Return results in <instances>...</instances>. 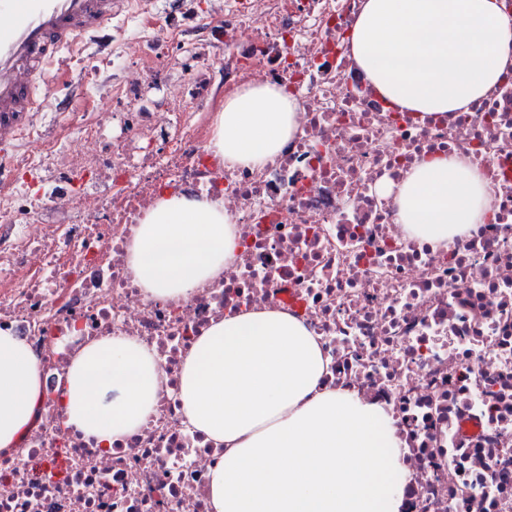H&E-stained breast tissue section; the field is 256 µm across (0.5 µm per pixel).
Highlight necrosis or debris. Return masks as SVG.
<instances>
[{
	"label": "necrosis or debris",
	"mask_w": 512,
	"mask_h": 512,
	"mask_svg": "<svg viewBox=\"0 0 512 512\" xmlns=\"http://www.w3.org/2000/svg\"><path fill=\"white\" fill-rule=\"evenodd\" d=\"M362 0H224L198 24L183 77L179 21L143 42L140 77L83 126L88 151L21 130L36 153L0 168V332L32 346L40 420L0 458V512H208L223 446L186 425L182 360L224 314L278 308L332 360L329 388L391 414L408 483L401 512H512V71L471 111L419 120L375 92L350 52ZM286 86L297 131L258 167L209 149L216 82ZM463 151L490 194L484 223L433 245L396 194L422 158ZM222 199L239 247L184 302L146 297L128 251L157 198ZM64 222H44L46 210ZM154 350L164 382L146 423L105 454L64 428L58 385L89 340Z\"/></svg>",
	"instance_id": "1"
}]
</instances>
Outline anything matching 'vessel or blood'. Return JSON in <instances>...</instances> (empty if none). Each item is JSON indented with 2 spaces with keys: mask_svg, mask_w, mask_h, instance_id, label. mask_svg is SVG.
I'll list each match as a JSON object with an SVG mask.
<instances>
[{
  "mask_svg": "<svg viewBox=\"0 0 512 512\" xmlns=\"http://www.w3.org/2000/svg\"><path fill=\"white\" fill-rule=\"evenodd\" d=\"M123 7L124 0H0V163L35 108L39 79L82 39L111 40Z\"/></svg>",
  "mask_w": 512,
  "mask_h": 512,
  "instance_id": "b4317fda",
  "label": "vessel or blood"
}]
</instances>
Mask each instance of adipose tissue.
<instances>
[{"label":"adipose tissue","mask_w":512,"mask_h":512,"mask_svg":"<svg viewBox=\"0 0 512 512\" xmlns=\"http://www.w3.org/2000/svg\"><path fill=\"white\" fill-rule=\"evenodd\" d=\"M350 45L397 111L446 114L512 67V16L501 0H363ZM296 112L284 88H237L215 114L210 147L230 165H262L293 136ZM398 198L402 223L433 244L482 223L490 205L481 168L459 154L423 160ZM237 248L222 202L163 196L138 224L129 264L146 295L182 302ZM330 363L305 324L277 309L227 314L195 340L178 397L187 423L224 447L210 473L211 512H401L407 472L394 421L324 387ZM162 381L145 345L92 340L62 387L64 425L114 451L145 424ZM43 391L28 342L0 333V457L35 426Z\"/></svg>","instance_id":"obj_1"}]
</instances>
